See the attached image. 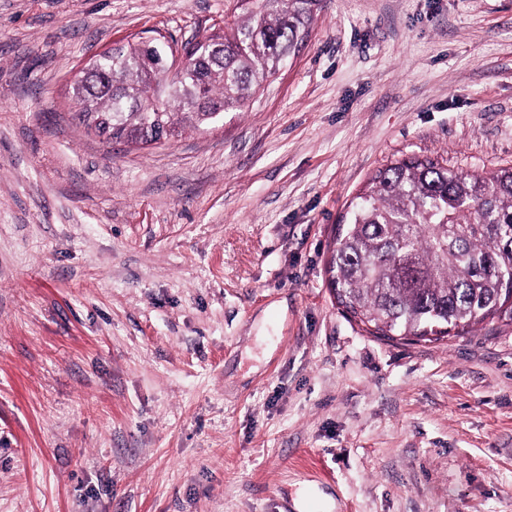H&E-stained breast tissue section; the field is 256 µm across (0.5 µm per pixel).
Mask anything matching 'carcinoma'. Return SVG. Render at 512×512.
I'll list each match as a JSON object with an SVG mask.
<instances>
[{
  "mask_svg": "<svg viewBox=\"0 0 512 512\" xmlns=\"http://www.w3.org/2000/svg\"><path fill=\"white\" fill-rule=\"evenodd\" d=\"M321 0H238L209 49L161 78L171 46L122 44L79 71L75 118L115 143L155 145L240 112L300 51ZM326 264L337 303L377 337L438 341L487 319L512 323V167L489 175L432 159L396 160L360 189Z\"/></svg>",
  "mask_w": 512,
  "mask_h": 512,
  "instance_id": "obj_1",
  "label": "carcinoma"
}]
</instances>
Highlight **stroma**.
Listing matches in <instances>:
<instances>
[{"label": "stroma", "instance_id": "obj_1", "mask_svg": "<svg viewBox=\"0 0 512 512\" xmlns=\"http://www.w3.org/2000/svg\"><path fill=\"white\" fill-rule=\"evenodd\" d=\"M233 0H0V512H512V325L367 334L325 271L367 179L512 166V0H323L249 106L74 117L113 43Z\"/></svg>", "mask_w": 512, "mask_h": 512}]
</instances>
